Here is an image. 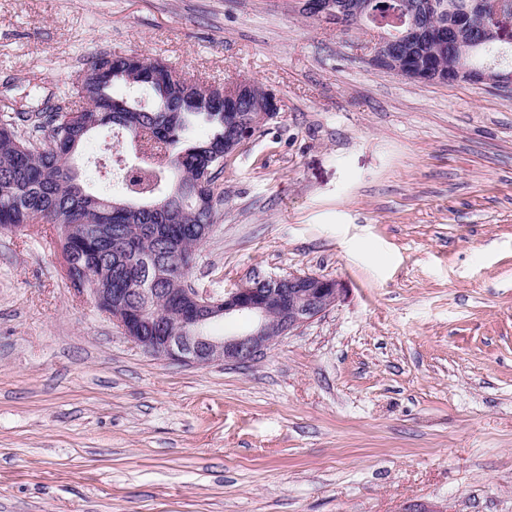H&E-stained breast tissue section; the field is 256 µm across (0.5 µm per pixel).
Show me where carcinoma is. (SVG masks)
Masks as SVG:
<instances>
[{"label": "carcinoma", "mask_w": 512, "mask_h": 512, "mask_svg": "<svg viewBox=\"0 0 512 512\" xmlns=\"http://www.w3.org/2000/svg\"><path fill=\"white\" fill-rule=\"evenodd\" d=\"M375 15L413 16L423 28L447 25L470 0H371ZM403 56L415 57L429 72L448 70L455 58L435 42L411 43ZM512 57L497 41L473 49L482 67ZM130 55L100 53L89 67H106L97 97L76 107L44 102L30 112L0 105V226L40 222L56 230L72 287L95 278L100 288H182L184 267L216 224L220 201L216 177L224 171V132L236 114L201 92L184 95L178 84L151 76L157 62L144 60L137 96H117L126 83ZM209 127L194 137L198 124ZM124 132L139 152V163L122 176L120 192L98 195L73 172L75 154L102 129Z\"/></svg>", "instance_id": "obj_1"}]
</instances>
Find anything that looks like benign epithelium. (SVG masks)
I'll list each match as a JSON object with an SVG mask.
<instances>
[{"label":"benign epithelium","mask_w":512,"mask_h":512,"mask_svg":"<svg viewBox=\"0 0 512 512\" xmlns=\"http://www.w3.org/2000/svg\"><path fill=\"white\" fill-rule=\"evenodd\" d=\"M472 5L493 19V25L477 33L473 43H480L491 35L502 38L501 20L512 17V0H473ZM368 19V12L359 13L358 26L377 31L370 51L373 61L382 65L386 61L383 49L390 37L382 27L370 24ZM448 50L459 56L457 78L494 86L512 85V79L497 77L488 69L471 67L465 46L451 42ZM254 87V81L239 79L224 86H209L208 96L213 100L244 99L250 96ZM278 110L276 94L267 91L253 126L262 125ZM345 292L343 283L337 279L294 273L269 277L257 275L222 297L196 288L88 289L95 306L145 352L199 367L216 362L241 364L257 360L275 340L313 322L337 305ZM134 297L147 301L160 297L172 302L179 310V324L165 331L146 320L148 305H132ZM223 317H246L249 326L232 335H212L211 323Z\"/></svg>","instance_id":"benign-epithelium-1"}]
</instances>
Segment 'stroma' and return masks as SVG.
<instances>
[{
	"label": "stroma",
	"instance_id": "stroma-1",
	"mask_svg": "<svg viewBox=\"0 0 512 512\" xmlns=\"http://www.w3.org/2000/svg\"><path fill=\"white\" fill-rule=\"evenodd\" d=\"M298 0H0V99L100 51L274 91L190 271L344 283L260 359L129 341L55 230L0 232V512H512V88L413 83ZM104 130L73 159L120 182Z\"/></svg>",
	"mask_w": 512,
	"mask_h": 512
}]
</instances>
